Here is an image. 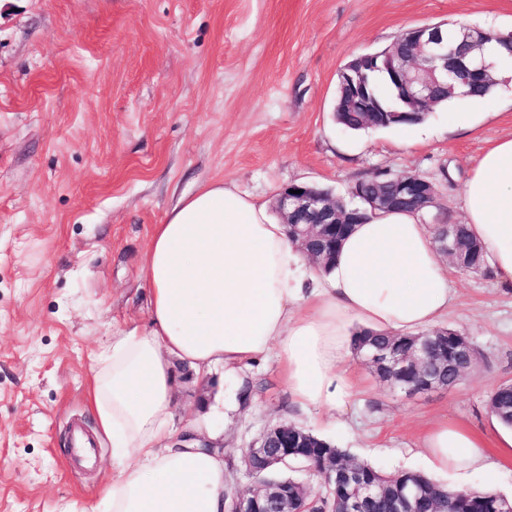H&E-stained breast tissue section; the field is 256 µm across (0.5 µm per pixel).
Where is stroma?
I'll list each match as a JSON object with an SVG mask.
<instances>
[{
	"instance_id": "35a3bbf8",
	"label": "stroma",
	"mask_w": 512,
	"mask_h": 512,
	"mask_svg": "<svg viewBox=\"0 0 512 512\" xmlns=\"http://www.w3.org/2000/svg\"><path fill=\"white\" fill-rule=\"evenodd\" d=\"M512 30V0H0V512H103L112 442L89 397L102 345L147 332L144 256L185 193L224 181L260 200L293 183L347 196L385 171L418 173L448 221L484 150L512 135V92L421 123L350 133L333 118L352 56L409 27ZM446 326L477 361L464 381L413 397L361 356L364 387L319 437L387 471H425L418 445L449 418L497 440L487 396L512 381V290L461 273ZM176 432L221 431L241 449L270 425L310 428L269 360L175 365ZM442 483L512 498V462Z\"/></svg>"
}]
</instances>
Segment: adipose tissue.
Returning <instances> with one entry per match:
<instances>
[{"instance_id":"1","label":"adipose tissue","mask_w":512,"mask_h":512,"mask_svg":"<svg viewBox=\"0 0 512 512\" xmlns=\"http://www.w3.org/2000/svg\"><path fill=\"white\" fill-rule=\"evenodd\" d=\"M464 222L497 284L512 288V136L481 156L461 194ZM453 266L419 214L386 211L354 225L329 267L309 260L266 202L224 183L181 197L155 225L143 265L151 328L115 337L94 378L116 470L112 512H228L224 455L171 435L173 361L236 378L275 359L292 402L316 426L343 416L361 382L354 335L437 326L454 299ZM421 447L432 473L498 462L483 435L440 420Z\"/></svg>"}]
</instances>
